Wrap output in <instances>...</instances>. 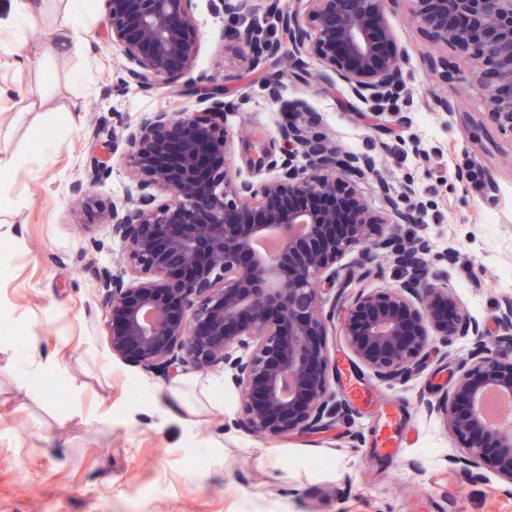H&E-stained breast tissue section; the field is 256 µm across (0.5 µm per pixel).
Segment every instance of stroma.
Here are the masks:
<instances>
[{"instance_id": "1", "label": "stroma", "mask_w": 512, "mask_h": 512, "mask_svg": "<svg viewBox=\"0 0 512 512\" xmlns=\"http://www.w3.org/2000/svg\"><path fill=\"white\" fill-rule=\"evenodd\" d=\"M410 7L393 0L387 10L408 59L413 106L373 117L342 80L325 75L312 49L302 54V81L291 78L285 53L252 68L247 51L224 39L220 0L191 2L200 45L192 93L117 85L124 59L105 43L104 0H86L87 24L63 46L52 33L67 22L64 0H52L38 26L22 30L8 29L10 0H0V40L27 57L18 70L0 56V149L22 158L0 170L9 193L0 201V512H512V492L492 472L448 470L444 459L455 444L424 410L450 387L467 341L432 344L423 369L398 383L377 381L337 350V397L348 411L329 431L278 441L234 428L240 396L224 385L221 369L184 370L198 384L221 383L218 399L198 397L180 418L164 419L153 403L175 379L109 352L94 272L120 268L124 255L99 214L123 201L131 173L114 156L89 184L92 157L147 113L201 108V93L215 84L224 91L235 168L256 182L272 178L251 167L249 150L282 146L281 106L257 86L280 72L283 97L304 103L310 133L355 153L375 141L380 176L395 190L409 184L435 201L434 211L401 225L400 234L424 241L433 255L454 253L444 266L449 287L487 325L488 346L512 357V342L495 324L499 304L512 298V134L488 119L472 61L418 33ZM434 59L447 63L453 86L432 74ZM444 96L452 111L436 105ZM411 135L430 151L428 165L404 152ZM468 163L474 180L450 190ZM486 169L495 191L480 178ZM337 267L336 292L345 297L401 281L387 258L367 263L354 249ZM36 376L42 387L33 386ZM355 383L363 390L358 399ZM384 401L397 403L404 417L391 456L377 446Z\"/></svg>"}]
</instances>
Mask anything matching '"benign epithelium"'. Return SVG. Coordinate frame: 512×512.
<instances>
[{
    "label": "benign epithelium",
    "instance_id": "7a95c632",
    "mask_svg": "<svg viewBox=\"0 0 512 512\" xmlns=\"http://www.w3.org/2000/svg\"><path fill=\"white\" fill-rule=\"evenodd\" d=\"M275 15L295 54L305 45L325 70L377 110L406 89L405 56L397 45L389 0H306ZM417 31L481 61L478 82L488 115L512 133V0H409ZM107 41L126 64L118 82L171 85L192 71L199 46L191 0H105ZM233 22L227 34L249 51L253 68L282 44L257 25L237 21L241 0H221ZM280 154L260 151L253 167L275 177L254 183L233 169V137L224 101L191 112H152L121 135L132 185L102 213L122 245L126 266L97 270L112 356L145 372L175 375L189 367H220L243 394L237 427L269 440L329 429L342 405L329 333L383 382L419 371L438 340L471 344L452 387L427 404L462 448L450 469H487L512 485V424L485 421L479 404L489 391L512 397V358L485 341L434 270L444 257L408 245L400 225L434 207L406 190L395 193L365 154L344 152L310 134L296 102L282 101ZM305 164H298V159ZM374 178L384 216L370 210L359 184ZM157 191L169 194L156 203ZM356 249L364 260L386 253L404 280L359 290L327 303L318 284H336L338 260ZM498 328L512 337V300L502 302Z\"/></svg>",
    "mask_w": 512,
    "mask_h": 512
}]
</instances>
